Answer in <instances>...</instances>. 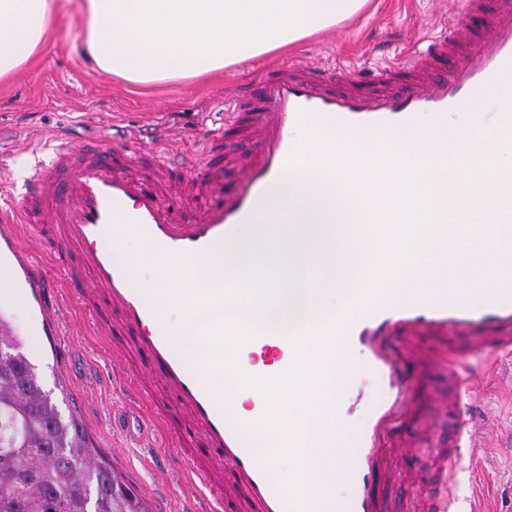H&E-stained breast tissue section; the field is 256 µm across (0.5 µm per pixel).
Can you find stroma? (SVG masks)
Segmentation results:
<instances>
[{"instance_id": "obj_1", "label": "stroma", "mask_w": 512, "mask_h": 512, "mask_svg": "<svg viewBox=\"0 0 512 512\" xmlns=\"http://www.w3.org/2000/svg\"><path fill=\"white\" fill-rule=\"evenodd\" d=\"M454 0H369L353 20L305 38L293 50L271 53L226 68L217 77L202 76L138 87L95 68L84 56L74 19L58 20L37 58L10 82L0 83V191L16 196L41 158L39 141H109L143 135L164 126L187 157H194L201 128L223 125L232 111L236 86L297 57L328 68L374 71L395 65L412 51L426 48L448 25ZM46 391L62 416L83 425L96 458L141 496L150 512H184L187 477L161 448L163 436L147 423L143 409L129 406L117 386L119 369L112 346L99 337L71 329L52 341L44 334L35 305L0 308ZM481 415L512 434V384L485 388ZM494 468L474 458L460 482L469 501L473 480L494 495L498 512H512V447L494 449Z\"/></svg>"}]
</instances>
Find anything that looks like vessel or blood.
I'll use <instances>...</instances> for the list:
<instances>
[{
	"label": "vessel or blood",
	"mask_w": 512,
	"mask_h": 512,
	"mask_svg": "<svg viewBox=\"0 0 512 512\" xmlns=\"http://www.w3.org/2000/svg\"><path fill=\"white\" fill-rule=\"evenodd\" d=\"M463 6L477 28L452 21L425 51L380 69L371 81L355 79L344 87L340 71L305 62L266 72L256 87L236 96L223 129L199 136L204 181L190 174V162L179 160L166 142L143 150L128 140L91 146L64 141L29 177L19 201L0 212V260H13L17 271L0 302L22 303L35 295L59 333L68 322L54 295L61 283L94 335L128 336L129 349L112 351L119 385L133 403L149 408L199 499V512H289V507L235 415L233 400L218 398L203 369L189 365L170 337L160 301L136 287V262L116 261L123 238H139L146 254L163 265L190 263L196 291L211 289L204 262L219 247L232 253L235 233L280 182L303 117L321 129L362 139L420 132L435 154L454 157L455 145L438 137V130L447 127L450 115L473 110L483 93L512 80V0H464ZM253 98L262 104L248 122L256 147L227 186L216 175L224 161V136L239 129L240 111ZM193 184L199 187L198 212L185 218L184 189ZM27 223L36 233L50 234L45 251L60 267L61 281L44 276L25 244L18 227ZM445 255L433 288L406 285L400 295L367 305L350 325L344 350L358 357L362 375L338 397L335 429L304 433L311 449L305 472L315 484L305 496V512L334 510L319 451L335 447L339 430L357 433L344 512H387L378 487L398 472L415 488L428 465L435 468V481L425 495V512H457L463 459L493 447L495 424L476 418L475 385L463 375L462 363L478 354L512 353V266L503 265L487 297L477 300V256L468 255L454 236L447 239ZM252 344L272 353L280 366L294 362L295 345L284 334L264 331ZM426 363L447 373L448 389L429 397L419 423L410 415L420 383L417 368ZM367 374L384 386L374 404L364 391ZM434 426L448 436L420 456L413 446L417 433Z\"/></svg>",
	"instance_id": "obj_1"
}]
</instances>
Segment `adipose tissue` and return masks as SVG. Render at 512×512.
Returning a JSON list of instances; mask_svg holds the SVG:
<instances>
[{
  "mask_svg": "<svg viewBox=\"0 0 512 512\" xmlns=\"http://www.w3.org/2000/svg\"><path fill=\"white\" fill-rule=\"evenodd\" d=\"M368 0H0V81L63 16L98 70L131 85L219 73L357 15Z\"/></svg>",
  "mask_w": 512,
  "mask_h": 512,
  "instance_id": "ef3b65f1",
  "label": "adipose tissue"
}]
</instances>
